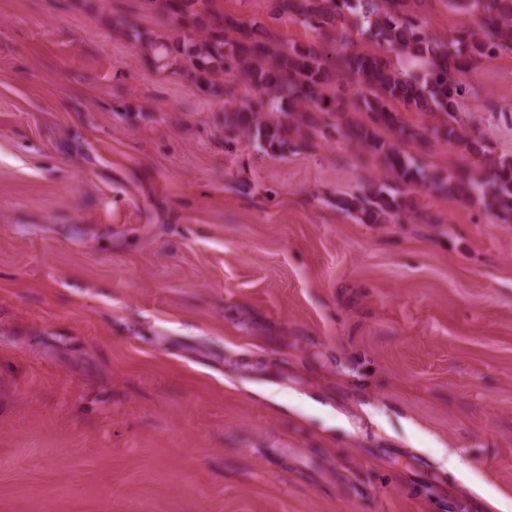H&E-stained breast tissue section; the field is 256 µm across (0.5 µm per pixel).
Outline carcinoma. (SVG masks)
Instances as JSON below:
<instances>
[{
    "mask_svg": "<svg viewBox=\"0 0 512 512\" xmlns=\"http://www.w3.org/2000/svg\"><path fill=\"white\" fill-rule=\"evenodd\" d=\"M480 15L448 42L430 38L406 0H272L270 18L296 20L320 43H282L258 21L219 14L210 0H164L168 17L190 34L155 38L128 21L143 53L161 70L189 64L199 88L224 97V141L242 138L284 156L318 139L345 141L372 154L384 177L336 197V207L361 224H436L415 191L448 196L481 213L512 220V158L493 155L464 132L458 106L468 93L460 75L481 60L512 53V0H448ZM362 31L382 52L336 50ZM256 96L237 99L230 80ZM286 109L270 119L274 102ZM439 118L431 129L406 123L395 104ZM438 138L456 146L462 162L431 170L421 162ZM410 145V154L404 146Z\"/></svg>",
    "mask_w": 512,
    "mask_h": 512,
    "instance_id": "1",
    "label": "carcinoma"
}]
</instances>
